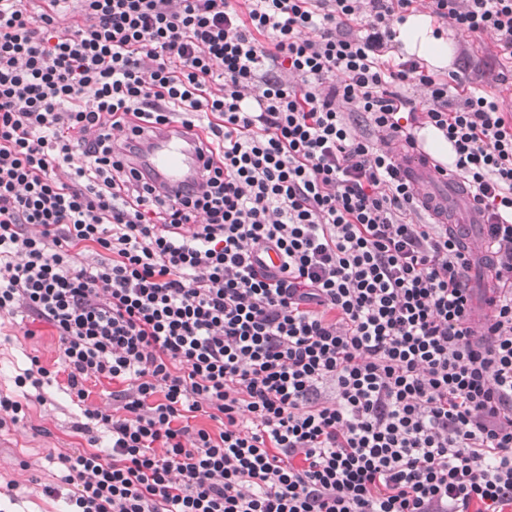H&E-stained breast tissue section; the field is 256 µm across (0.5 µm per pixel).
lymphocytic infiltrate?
Returning <instances> with one entry per match:
<instances>
[{
    "label": "lymphocytic infiltrate",
    "instance_id": "obj_1",
    "mask_svg": "<svg viewBox=\"0 0 512 512\" xmlns=\"http://www.w3.org/2000/svg\"><path fill=\"white\" fill-rule=\"evenodd\" d=\"M413 3L0 0V319L54 329L69 395L103 377L122 408L85 406L44 488L65 512H512V116L386 63ZM430 8L512 62V0ZM403 111L494 240L485 324L461 230L408 220ZM174 122L209 159L171 195L112 135Z\"/></svg>",
    "mask_w": 512,
    "mask_h": 512
}]
</instances>
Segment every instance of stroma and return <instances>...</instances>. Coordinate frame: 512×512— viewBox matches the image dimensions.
<instances>
[{
  "mask_svg": "<svg viewBox=\"0 0 512 512\" xmlns=\"http://www.w3.org/2000/svg\"><path fill=\"white\" fill-rule=\"evenodd\" d=\"M447 36L452 49L449 73L465 87L498 96L502 109H512V71L504 72L490 36L452 30ZM35 360L56 373L57 384L49 388L46 401L26 402L23 421L0 423V512H63L62 499L42 492L56 471L48 455L87 446L74 428L82 407L60 389L66 375L55 331L28 318L0 320V396L20 395L14 378ZM14 494L21 498L15 505L10 502Z\"/></svg>",
  "mask_w": 512,
  "mask_h": 512,
  "instance_id": "obj_1",
  "label": "stroma"
}]
</instances>
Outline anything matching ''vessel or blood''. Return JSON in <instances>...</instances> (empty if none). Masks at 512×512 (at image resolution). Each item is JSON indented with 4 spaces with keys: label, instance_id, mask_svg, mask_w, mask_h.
Masks as SVG:
<instances>
[{
    "label": "vessel or blood",
    "instance_id": "1",
    "mask_svg": "<svg viewBox=\"0 0 512 512\" xmlns=\"http://www.w3.org/2000/svg\"><path fill=\"white\" fill-rule=\"evenodd\" d=\"M148 149L138 155L135 167L151 173L154 184L168 192H176L190 176H200L206 165V157L200 151L188 130L181 124L172 123L161 127L147 137ZM401 162L415 181L421 201L442 203L433 186L445 178L437 168V162L423 143L403 149Z\"/></svg>",
    "mask_w": 512,
    "mask_h": 512
}]
</instances>
